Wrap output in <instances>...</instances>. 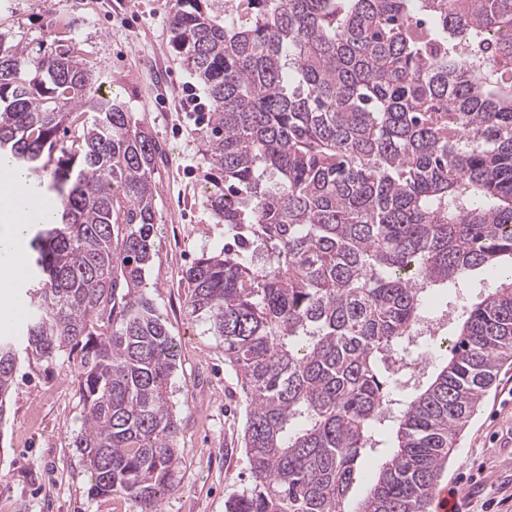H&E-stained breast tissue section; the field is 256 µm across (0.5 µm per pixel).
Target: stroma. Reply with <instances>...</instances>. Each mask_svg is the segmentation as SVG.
I'll list each match as a JSON object with an SVG mask.
<instances>
[{"mask_svg":"<svg viewBox=\"0 0 512 512\" xmlns=\"http://www.w3.org/2000/svg\"><path fill=\"white\" fill-rule=\"evenodd\" d=\"M169 0H0V32L53 55L80 42L94 62L101 94L120 99L163 154L155 174L156 254L148 292L178 345L171 402L178 412L182 457L176 489L161 512H225L246 484V402L224 344L205 318L190 315L184 271L220 250L217 224L203 193L207 168L195 114L183 111L197 80L172 48ZM78 356L53 364L22 360L0 425V512H132L122 497H98L71 442L81 427ZM482 472L474 506L487 499L512 512V363L463 429L441 483L462 488Z\"/></svg>","mask_w":512,"mask_h":512,"instance_id":"obj_1","label":"stroma"}]
</instances>
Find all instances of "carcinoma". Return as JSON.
Masks as SVG:
<instances>
[{
  "instance_id": "obj_1",
  "label": "carcinoma",
  "mask_w": 512,
  "mask_h": 512,
  "mask_svg": "<svg viewBox=\"0 0 512 512\" xmlns=\"http://www.w3.org/2000/svg\"><path fill=\"white\" fill-rule=\"evenodd\" d=\"M170 2L225 233L182 280L247 405L231 512H429L512 362V0ZM4 41L0 160L56 201L27 233L25 350L79 352L91 493L160 512L182 465L177 343L145 291L160 147L98 94L79 43ZM481 269L484 297L415 371L428 299ZM19 365L0 339V421Z\"/></svg>"
}]
</instances>
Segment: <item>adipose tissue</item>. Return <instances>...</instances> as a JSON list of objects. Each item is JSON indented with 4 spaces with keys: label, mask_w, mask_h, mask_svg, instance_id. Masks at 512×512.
Here are the masks:
<instances>
[{
    "label": "adipose tissue",
    "mask_w": 512,
    "mask_h": 512,
    "mask_svg": "<svg viewBox=\"0 0 512 512\" xmlns=\"http://www.w3.org/2000/svg\"><path fill=\"white\" fill-rule=\"evenodd\" d=\"M0 182V288L24 273L19 241L26 235L31 221L42 214V201L24 189V174L4 169Z\"/></svg>",
    "instance_id": "ef3b65f1"
}]
</instances>
